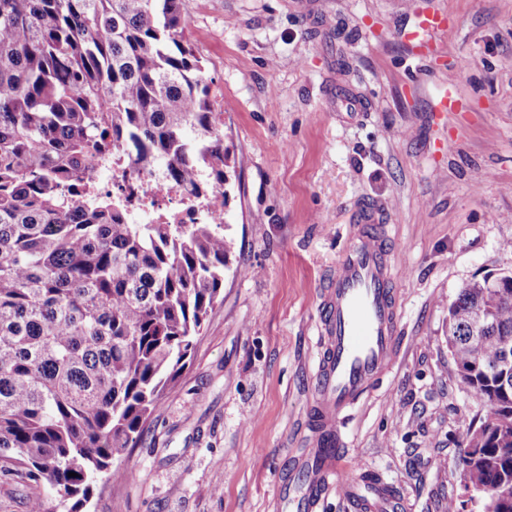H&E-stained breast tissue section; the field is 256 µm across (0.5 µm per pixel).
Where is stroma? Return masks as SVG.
<instances>
[{
    "instance_id": "obj_1",
    "label": "stroma",
    "mask_w": 512,
    "mask_h": 512,
    "mask_svg": "<svg viewBox=\"0 0 512 512\" xmlns=\"http://www.w3.org/2000/svg\"><path fill=\"white\" fill-rule=\"evenodd\" d=\"M229 151L224 300L161 410L98 480L87 512H274L277 478L310 443L322 290L363 209L398 278L389 374L345 419L356 475L403 512H447L466 426L483 409L448 352V306L512 273V0H182ZM456 20L431 59L405 39ZM454 84L467 111L435 116ZM34 489L0 472V512Z\"/></svg>"
}]
</instances>
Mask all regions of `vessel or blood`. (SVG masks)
<instances>
[{
  "label": "vessel or blood",
  "mask_w": 512,
  "mask_h": 512,
  "mask_svg": "<svg viewBox=\"0 0 512 512\" xmlns=\"http://www.w3.org/2000/svg\"><path fill=\"white\" fill-rule=\"evenodd\" d=\"M445 14L421 18L405 38L419 57L450 34ZM395 274L387 236L373 212H364L343 249L321 300V327L312 404L311 446L291 456L278 479L276 512H318L340 486L350 512H399L401 502L380 478L360 481L343 466L342 421L390 370L396 349Z\"/></svg>",
  "instance_id": "b4317fda"
}]
</instances>
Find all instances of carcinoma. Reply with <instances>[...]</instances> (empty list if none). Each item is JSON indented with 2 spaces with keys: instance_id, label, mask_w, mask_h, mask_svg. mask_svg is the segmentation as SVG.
I'll return each instance as SVG.
<instances>
[{
  "instance_id": "cac0c4a2",
  "label": "carcinoma",
  "mask_w": 512,
  "mask_h": 512,
  "mask_svg": "<svg viewBox=\"0 0 512 512\" xmlns=\"http://www.w3.org/2000/svg\"><path fill=\"white\" fill-rule=\"evenodd\" d=\"M184 27L180 0H0V471L49 486L63 512L124 473L113 460L224 299V216L134 224L133 185L80 183L131 156L194 199L224 191L221 113ZM448 349L485 409L458 472L479 494L512 480V274L460 290ZM471 512H512V492Z\"/></svg>"
}]
</instances>
